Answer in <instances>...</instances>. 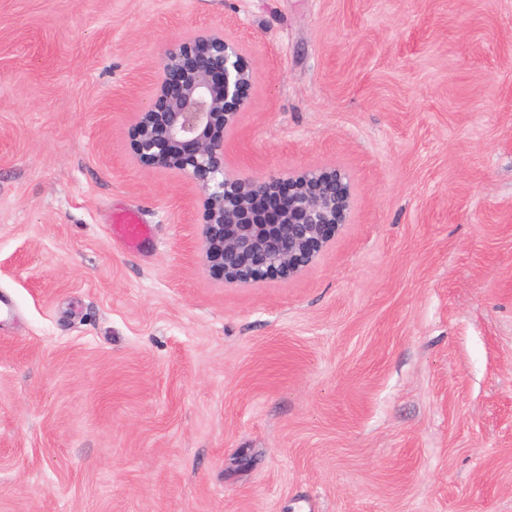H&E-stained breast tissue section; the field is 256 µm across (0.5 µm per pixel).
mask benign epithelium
Wrapping results in <instances>:
<instances>
[{
  "label": "benign epithelium",
  "instance_id": "obj_1",
  "mask_svg": "<svg viewBox=\"0 0 512 512\" xmlns=\"http://www.w3.org/2000/svg\"><path fill=\"white\" fill-rule=\"evenodd\" d=\"M252 73L224 30L184 37L164 53L155 97L136 112L134 154L186 176L201 192L204 251L227 283L291 278L347 223L353 188L335 166L239 177L226 143L249 106Z\"/></svg>",
  "mask_w": 512,
  "mask_h": 512
}]
</instances>
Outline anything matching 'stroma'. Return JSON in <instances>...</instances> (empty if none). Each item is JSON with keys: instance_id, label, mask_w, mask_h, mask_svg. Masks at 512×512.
<instances>
[{"instance_id": "1", "label": "stroma", "mask_w": 512, "mask_h": 512, "mask_svg": "<svg viewBox=\"0 0 512 512\" xmlns=\"http://www.w3.org/2000/svg\"><path fill=\"white\" fill-rule=\"evenodd\" d=\"M219 24L227 167L355 188L289 280L132 149ZM0 512H512V0H0ZM114 231L126 244L137 247L144 243L150 234L148 224H142L137 214L126 213L114 221Z\"/></svg>"}]
</instances>
